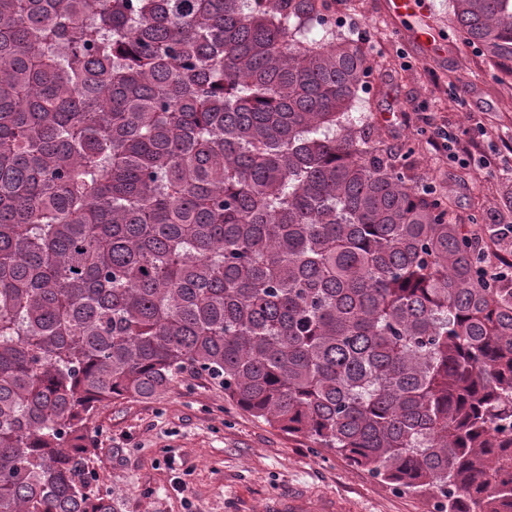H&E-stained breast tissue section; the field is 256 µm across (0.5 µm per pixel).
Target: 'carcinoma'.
<instances>
[{"instance_id": "1", "label": "carcinoma", "mask_w": 512, "mask_h": 512, "mask_svg": "<svg viewBox=\"0 0 512 512\" xmlns=\"http://www.w3.org/2000/svg\"><path fill=\"white\" fill-rule=\"evenodd\" d=\"M332 2L0 0V512H112L89 421L186 371L433 512H512V288L351 117ZM452 3L512 79V0Z\"/></svg>"}]
</instances>
